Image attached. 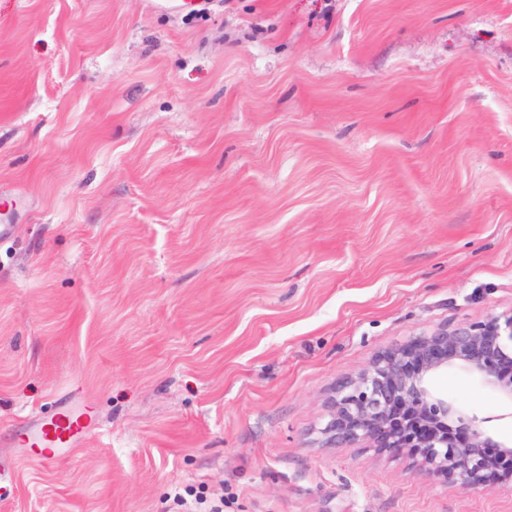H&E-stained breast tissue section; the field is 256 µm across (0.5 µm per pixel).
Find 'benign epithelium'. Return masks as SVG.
Here are the masks:
<instances>
[{"instance_id": "obj_1", "label": "benign epithelium", "mask_w": 512, "mask_h": 512, "mask_svg": "<svg viewBox=\"0 0 512 512\" xmlns=\"http://www.w3.org/2000/svg\"><path fill=\"white\" fill-rule=\"evenodd\" d=\"M450 368L463 370L512 406V317L438 326L341 378L319 430L323 447L390 452L466 491L498 476L512 477V447L437 387L438 375Z\"/></svg>"}]
</instances>
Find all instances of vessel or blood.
Instances as JSON below:
<instances>
[{
  "label": "vessel or blood",
  "mask_w": 512,
  "mask_h": 512,
  "mask_svg": "<svg viewBox=\"0 0 512 512\" xmlns=\"http://www.w3.org/2000/svg\"><path fill=\"white\" fill-rule=\"evenodd\" d=\"M99 427L93 408L72 398L58 402L51 413L23 419L12 440L14 445L28 449L34 460L49 466Z\"/></svg>",
  "instance_id": "1"
}]
</instances>
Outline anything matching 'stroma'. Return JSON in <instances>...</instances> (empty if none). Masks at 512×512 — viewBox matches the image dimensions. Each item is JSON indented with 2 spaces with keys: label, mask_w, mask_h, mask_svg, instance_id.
I'll return each instance as SVG.
<instances>
[{
  "label": "stroma",
  "mask_w": 512,
  "mask_h": 512,
  "mask_svg": "<svg viewBox=\"0 0 512 512\" xmlns=\"http://www.w3.org/2000/svg\"><path fill=\"white\" fill-rule=\"evenodd\" d=\"M1 224L0 512H512L318 433L376 354L512 316V0H0ZM66 392L101 429L43 467L10 433Z\"/></svg>",
  "instance_id": "35a3bbf8"
}]
</instances>
